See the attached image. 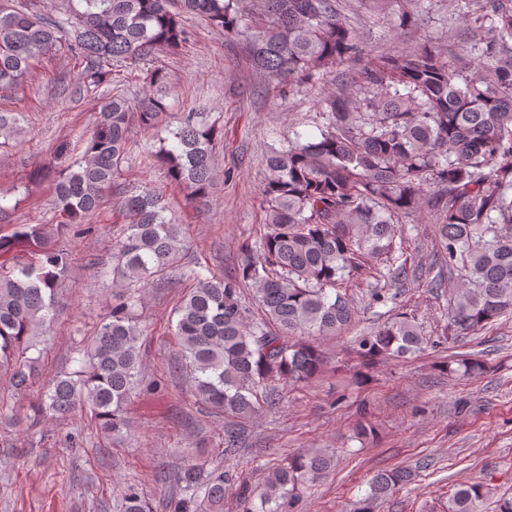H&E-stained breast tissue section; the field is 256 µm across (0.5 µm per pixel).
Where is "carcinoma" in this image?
Instances as JSON below:
<instances>
[{
  "label": "carcinoma",
  "instance_id": "obj_1",
  "mask_svg": "<svg viewBox=\"0 0 512 512\" xmlns=\"http://www.w3.org/2000/svg\"><path fill=\"white\" fill-rule=\"evenodd\" d=\"M63 0L53 17L23 9H0V90L11 91L34 62L66 48L75 60L82 94L112 80V62L136 63L173 51L190 38L186 13L206 17L228 39H242L253 66L281 86L313 84L356 61L362 50L346 17L348 0ZM371 11L391 13L398 26L414 22L419 0H357ZM464 27L479 35L473 74L462 77L429 39L410 52L379 55L341 73V87L319 100L324 122L319 136L297 133L266 158L261 195L267 232L258 249L242 247L245 261L232 275L199 263L188 269L196 281L177 309L175 336L188 361L200 400L226 415L247 419L276 405V384H303L323 367L313 336H330L350 324L354 310L347 284L370 270H387L393 281L406 273L400 219L423 208L435 214V236L448 255V276L430 288H449L448 328L484 330L512 314V0H467ZM72 28L61 44L60 33ZM147 91L131 104L113 96L101 107L84 155L72 161L61 148L54 164L57 232L87 235L105 192L122 198L129 218L113 255L128 288L127 300L96 328L78 369L56 376L37 410L65 417L89 408L99 430L120 435L130 428L125 411L140 384V330L131 316L132 294L176 264L186 233L166 217L163 197L150 186L129 194L116 183L127 159L133 126L155 129L144 158L160 165L170 184L188 199L207 196L213 182V145L218 130L185 112L167 124L161 69L146 72ZM22 115L0 113V136L20 128ZM37 260L0 271V373L24 390L30 337L50 325L56 288L71 256L50 245L46 227L17 224L0 236V259L17 247ZM255 289L261 317L244 304ZM426 342L404 312L356 337L361 365L419 352ZM450 375L480 377L484 363L471 357L444 365ZM333 459L320 451L292 455L271 469L248 512H295L300 488L326 474ZM415 475L381 470L354 512L379 505ZM228 477L202 478L188 465L177 476L179 492L168 512H224ZM486 495L481 484H460L448 495L446 512H477ZM121 512H148L138 489H123Z\"/></svg>",
  "mask_w": 512,
  "mask_h": 512
}]
</instances>
